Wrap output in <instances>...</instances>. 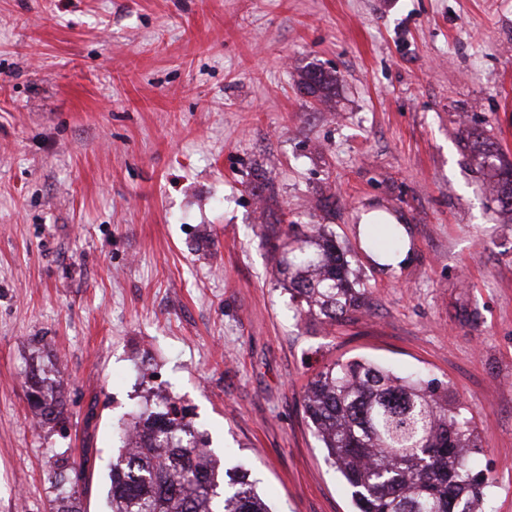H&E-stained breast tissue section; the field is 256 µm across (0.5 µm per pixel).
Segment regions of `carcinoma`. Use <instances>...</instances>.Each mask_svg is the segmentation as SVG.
Wrapping results in <instances>:
<instances>
[{
	"mask_svg": "<svg viewBox=\"0 0 512 512\" xmlns=\"http://www.w3.org/2000/svg\"><path fill=\"white\" fill-rule=\"evenodd\" d=\"M300 85L306 95L328 100L336 76L313 68ZM472 137L480 166L497 180V201L512 211V163L483 132ZM273 236L280 239L277 271L296 313L336 323L359 310L362 291L350 279L345 252L321 228L314 225L303 237ZM58 393L56 378H31L28 400L38 425L60 421ZM304 407L355 512H481L487 479L462 455L479 447V430L465 405L448 402L447 384L398 376L361 359L335 361L308 382ZM187 417L167 401L118 425L109 512H270L253 482L224 469ZM50 459V512H80L76 467L64 451Z\"/></svg>",
	"mask_w": 512,
	"mask_h": 512,
	"instance_id": "obj_1",
	"label": "carcinoma"
}]
</instances>
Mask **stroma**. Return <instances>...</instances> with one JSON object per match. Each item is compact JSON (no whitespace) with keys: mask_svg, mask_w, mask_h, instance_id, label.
Wrapping results in <instances>:
<instances>
[{"mask_svg":"<svg viewBox=\"0 0 512 512\" xmlns=\"http://www.w3.org/2000/svg\"><path fill=\"white\" fill-rule=\"evenodd\" d=\"M475 130L512 160V0H0V512H49L52 448L107 512L116 427L158 388L272 512H352L304 392L359 357L447 383L512 512V212ZM370 210L398 266L363 247ZM277 217L345 251L352 319L294 317ZM53 366L65 419L37 429ZM336 76L322 68L307 70L300 79L306 95L318 100H328L336 93Z\"/></svg>","mask_w":512,"mask_h":512,"instance_id":"obj_1","label":"stroma"}]
</instances>
